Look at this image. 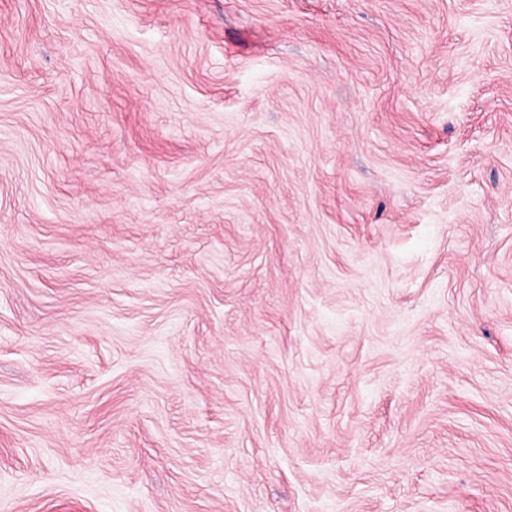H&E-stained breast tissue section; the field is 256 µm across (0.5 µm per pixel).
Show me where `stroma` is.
Masks as SVG:
<instances>
[{
	"label": "stroma",
	"instance_id": "1",
	"mask_svg": "<svg viewBox=\"0 0 512 512\" xmlns=\"http://www.w3.org/2000/svg\"><path fill=\"white\" fill-rule=\"evenodd\" d=\"M0 512H512V0H0Z\"/></svg>",
	"mask_w": 512,
	"mask_h": 512
}]
</instances>
